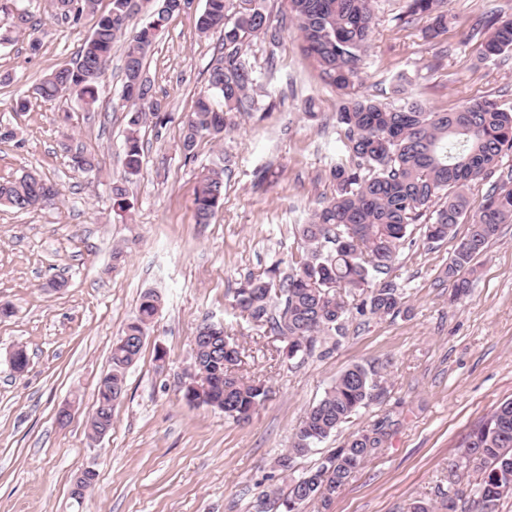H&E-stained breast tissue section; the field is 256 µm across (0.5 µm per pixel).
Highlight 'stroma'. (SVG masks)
<instances>
[{
    "mask_svg": "<svg viewBox=\"0 0 512 512\" xmlns=\"http://www.w3.org/2000/svg\"><path fill=\"white\" fill-rule=\"evenodd\" d=\"M0 4L31 16L27 29L0 44V183L34 170L58 191L51 207L0 206V304L13 309L0 317V512H253L262 491L283 484L273 457L355 364L375 366L384 396L297 466H312L344 435L386 418L390 435L329 508L315 503L304 512H408L413 501L435 499L462 438L512 399V224L502 225L478 256L472 288L457 301L440 280L467 225L438 242L414 231L389 274L405 290L407 312L354 315L331 355L282 363L279 339L232 309L233 292L248 275L298 260V228L318 200L332 196L330 170L345 154L336 127L343 97L323 82L296 33H283L273 71L267 45L251 41L257 110L238 118L220 142L201 141L188 161L180 149L183 124L207 89L221 36L196 28L204 0H191L164 23L146 59L159 113L140 127L144 164L128 185L132 207L120 216L110 184L124 174L121 46L112 49L93 110L69 94L42 101L34 86L74 64L95 18L72 27L46 0ZM404 5L374 0L375 25L354 94L390 106L404 85L439 112L484 96L512 106V52L480 64V42L468 36L482 13L512 14V0H448L453 20L436 43L424 36L426 20L402 21ZM24 96L28 109L16 111ZM310 99L313 118L305 110ZM65 135L95 156V171L74 168L60 146ZM219 161L224 201L211 223H196L199 178ZM148 291L160 298L158 313L126 372L110 431L94 438L86 420L111 368L112 343ZM206 321L224 324L236 343L235 373L269 389L248 423L188 405L179 390ZM159 347L166 353L161 363ZM19 348L28 356L21 373L11 365ZM67 402L76 413L61 427L55 414ZM88 469L96 482L74 499L73 479Z\"/></svg>",
    "mask_w": 512,
    "mask_h": 512,
    "instance_id": "35a3bbf8",
    "label": "stroma"
}]
</instances>
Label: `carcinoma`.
<instances>
[{"instance_id":"carcinoma-1","label":"carcinoma","mask_w":512,"mask_h":512,"mask_svg":"<svg viewBox=\"0 0 512 512\" xmlns=\"http://www.w3.org/2000/svg\"><path fill=\"white\" fill-rule=\"evenodd\" d=\"M126 0H110L85 39L76 67L56 69L34 88L51 101L68 92L86 109L97 102L98 87L106 75L112 48L128 27ZM285 9L272 19L265 0H205L196 21L199 33L222 34V47L209 67L207 91L196 98L184 122L181 149L192 159L203 138L223 139L237 116L257 109L251 94L255 69L245 46L254 38L268 43V65L275 66L273 48L282 33L293 28L301 48L314 59L328 85L343 91L346 101L336 112L348 158L330 170L335 193L314 208L302 225L303 255L289 272L274 265L249 275L236 288L232 308L265 326L284 346L280 361H303L316 350L327 355L345 337L349 315L357 312L384 318L403 311V293L380 276L390 273L398 250L419 225L431 242L451 235L468 222L469 232L460 242L443 272L453 297L467 294L474 273V259L497 236L504 224H512V168L500 165L512 153V107L482 97L454 112H436L410 97L388 107L353 95L360 62L374 26L372 0H284ZM447 0H407L406 22L429 18L428 37L448 30ZM98 0H49V6L67 23L77 25L97 11ZM167 20L157 16L135 31L123 44L124 70L144 69V61L158 30ZM481 39L480 62H495L512 51V17L492 14L470 26ZM130 103L124 149V177L111 187L113 208L126 213L132 208L126 183L140 174L143 145L138 128L149 113H156L154 95L135 93L123 86ZM497 176L478 204L468 190L472 184ZM54 186L34 172L0 184V205L18 211L54 202ZM224 200V167L215 165L200 179L195 197L196 223L208 224ZM352 298L347 302L346 298ZM158 310V297L142 296L137 317L112 344V370L99 383L95 414L112 424L118 395L125 391V373L140 356L126 355L123 337L146 336ZM239 351L225 331L214 341L196 346L193 367L200 374H220L224 381L212 386L210 399L202 401L236 422L250 419L269 396L260 380L244 381L232 373ZM374 367L356 364L336 377L324 396L313 405L291 444L273 459V468L288 478L287 490L261 493L255 512H302L318 502L331 505L336 494L387 442L388 424L380 421L369 429L348 435L342 444L324 455L316 467L294 475L295 460L336 433L360 409L384 395ZM461 447V459L449 464L448 487L440 502L415 501L410 512H457L458 502L468 512H498L500 501L512 496V399L502 402L485 422L472 429ZM475 467L481 478L468 490L460 472Z\"/></svg>"}]
</instances>
